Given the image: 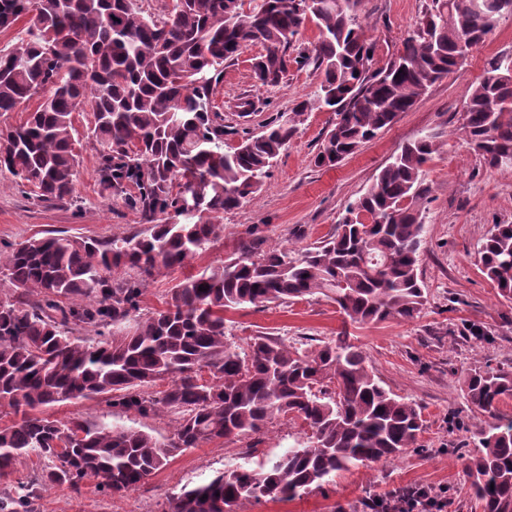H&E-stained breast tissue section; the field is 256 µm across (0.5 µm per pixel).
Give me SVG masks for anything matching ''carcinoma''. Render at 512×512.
I'll return each mask as SVG.
<instances>
[{"label":"carcinoma","instance_id":"obj_1","mask_svg":"<svg viewBox=\"0 0 512 512\" xmlns=\"http://www.w3.org/2000/svg\"><path fill=\"white\" fill-rule=\"evenodd\" d=\"M359 0H172L160 14L139 0H0V29L24 22L26 37L0 54V113L37 99L4 133L0 171L37 202L73 200L79 154L73 113L90 107L98 182L140 214L146 228L109 239L31 237L0 252V472L35 455L41 469L0 492V512H35L43 490L78 492L92 479L126 493L189 448L260 440L273 420L299 425L296 444L257 469L236 466L181 489L166 512H238L246 501H290L323 490L336 474L420 452V408L381 385L347 331L305 350L270 336L240 348L226 313L322 295L352 325L417 317L431 136L406 145L318 245L293 250L244 245L185 276L164 305L142 312L147 281L200 257L224 233V212L251 200L288 147L306 111L336 123L313 158L333 167L434 82L462 71L457 46L483 41L512 0H431L385 66L358 21ZM319 41L291 56L306 19ZM260 44L253 72L276 87L289 67L313 66L314 98L258 134L224 148V113L212 103L224 65ZM464 135L494 168L512 169V56L488 62L465 105ZM364 213L365 224L358 219ZM184 221H178V218ZM481 270L512 301V224H495L478 250ZM205 290H199V287ZM94 329L96 337L80 335ZM160 391H148L157 382ZM474 410L491 415L465 470L481 512H512V370L478 366L461 380ZM86 399L110 414L166 416L173 435L102 420L52 419L46 409Z\"/></svg>","mask_w":512,"mask_h":512}]
</instances>
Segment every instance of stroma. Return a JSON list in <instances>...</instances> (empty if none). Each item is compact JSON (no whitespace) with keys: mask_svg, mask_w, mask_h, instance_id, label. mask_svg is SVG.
<instances>
[{"mask_svg":"<svg viewBox=\"0 0 512 512\" xmlns=\"http://www.w3.org/2000/svg\"><path fill=\"white\" fill-rule=\"evenodd\" d=\"M430 0H360L359 20L373 42L375 65L385 64L402 46ZM262 45L249 46L225 66L214 104L232 128L226 145L239 142L240 131L260 132L277 113H287L312 96L321 80L310 67L290 68L283 84L260 86L252 62ZM512 52V16L500 19L484 43L468 54L461 73L431 85L409 110L331 168H318L313 157L336 121L334 113L312 110L282 152L256 196L225 212L221 239L191 270L223 259L239 242L259 236L263 247L279 244L302 249L330 236L348 206L356 201L401 147L422 136L438 145L424 166L429 193L421 210L425 232L421 278L427 302L418 317L360 327H345L335 303L317 295L298 302L271 303L232 313L238 344L264 333L285 343L306 337L330 340L349 329L368 356V364L385 388L420 406L425 428L419 442L424 453L339 472L324 490L291 501L243 503L239 512H334L369 497L387 496L415 484L450 487L456 512H476L464 477L465 459L456 447L474 450L486 416L468 407L459 380L469 369L491 365L512 370V301L503 300L482 273L478 249L495 224H512V170L490 167L463 136V106L483 77L489 59ZM92 114L74 113L80 166L75 204L35 202L11 175H0V250L51 232L112 238L141 230L139 214L104 194L98 184L97 156L88 137ZM487 329L481 339H461L464 327ZM298 429L288 420L270 426L258 452L248 440L186 450L171 458L141 487L106 494L94 482L81 492L55 486L42 492L38 512H166L168 500L182 488L207 483L224 469L256 466L283 454Z\"/></svg>","mask_w":512,"mask_h":512,"instance_id":"1","label":"stroma"}]
</instances>
